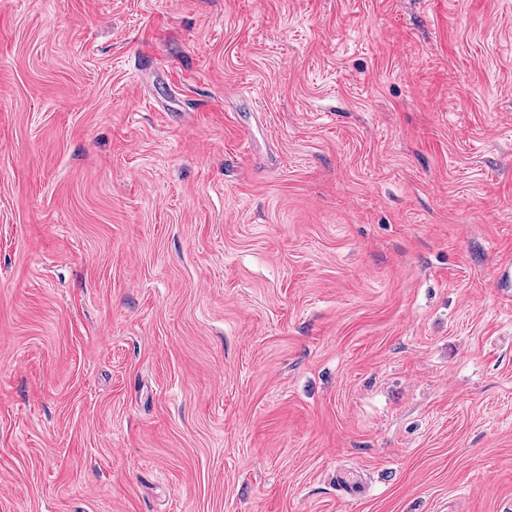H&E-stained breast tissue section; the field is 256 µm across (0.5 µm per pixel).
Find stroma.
Instances as JSON below:
<instances>
[{"mask_svg":"<svg viewBox=\"0 0 512 512\" xmlns=\"http://www.w3.org/2000/svg\"><path fill=\"white\" fill-rule=\"evenodd\" d=\"M512 0H0V512H512Z\"/></svg>","mask_w":512,"mask_h":512,"instance_id":"35a3bbf8","label":"stroma"}]
</instances>
